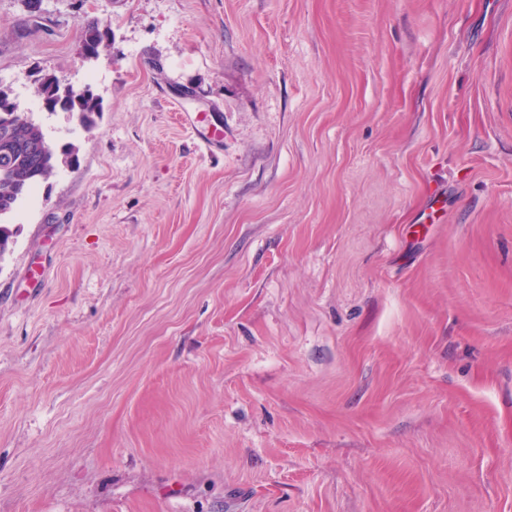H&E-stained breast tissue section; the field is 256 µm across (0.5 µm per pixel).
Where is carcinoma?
<instances>
[{
    "label": "carcinoma",
    "mask_w": 512,
    "mask_h": 512,
    "mask_svg": "<svg viewBox=\"0 0 512 512\" xmlns=\"http://www.w3.org/2000/svg\"><path fill=\"white\" fill-rule=\"evenodd\" d=\"M109 23L98 18H87L79 25L83 50L98 54L108 46ZM41 101L52 110L78 113L86 127L95 125L94 116L102 111V104L91 94L77 91L67 93L56 76L45 74L36 86ZM10 132V140H0V218L10 214L16 204L48 180L61 165L77 161L76 150L69 146L61 152L44 149L47 139L39 125L25 108L13 98L12 91L0 86V132Z\"/></svg>",
    "instance_id": "cac0c4a2"
}]
</instances>
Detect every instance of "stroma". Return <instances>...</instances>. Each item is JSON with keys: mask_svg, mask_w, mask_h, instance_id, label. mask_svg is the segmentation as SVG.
I'll return each instance as SVG.
<instances>
[{"mask_svg": "<svg viewBox=\"0 0 512 512\" xmlns=\"http://www.w3.org/2000/svg\"><path fill=\"white\" fill-rule=\"evenodd\" d=\"M42 10L0 85L78 160L6 218L0 512H512V0ZM110 23L98 18H87L79 25L80 43L84 51L90 54H100L108 46L107 31ZM36 93L42 103H47L53 112L58 109L62 112L80 114L87 128L95 125L94 116L102 112V104L97 97L78 91L65 92L55 75L45 74L38 79ZM178 112L181 126L197 138L208 153L219 149L224 143L223 127L213 124L206 113L200 114L181 110H178Z\"/></svg>", "mask_w": 512, "mask_h": 512, "instance_id": "35a3bbf8", "label": "stroma"}]
</instances>
